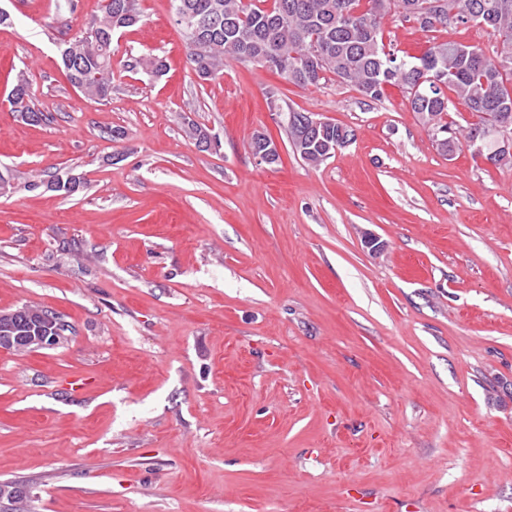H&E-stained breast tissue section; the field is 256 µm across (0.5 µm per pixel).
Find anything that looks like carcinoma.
<instances>
[{
  "instance_id": "carcinoma-1",
  "label": "carcinoma",
  "mask_w": 512,
  "mask_h": 512,
  "mask_svg": "<svg viewBox=\"0 0 512 512\" xmlns=\"http://www.w3.org/2000/svg\"><path fill=\"white\" fill-rule=\"evenodd\" d=\"M169 9L184 38L186 58L196 76L216 78L227 61H238L250 52L258 63L301 86H315L330 74L355 85L378 100L387 88L411 96L404 75L413 73L424 82L410 109L444 137L437 148L448 156L460 149L444 121L451 106L459 103L477 117L465 142L483 143L479 158L494 166L512 164V152L499 148L497 133L512 127V0H169ZM414 10L427 17L417 29L429 33L453 30L482 13L479 24L501 37L495 56L456 41H426L416 53L402 56L386 48L384 25ZM141 21L138 0H102L100 14L85 28L87 36L61 39L62 66L71 85L85 97L105 101L112 94V40L116 32ZM125 68L158 76L167 70L165 59L132 56ZM8 103L11 110L32 125L50 121V115L32 104L28 81L17 77ZM304 113L288 110V140L307 163L318 166L330 159L325 146L354 130L331 123L325 128L302 124ZM86 186V179L68 170L52 175L49 187L71 196ZM50 310L24 305L0 314V332L17 321L41 324ZM15 482L0 481V503L11 512H22L27 499Z\"/></svg>"
}]
</instances>
